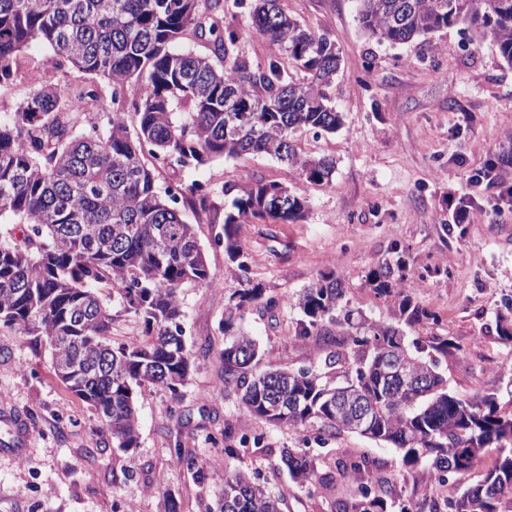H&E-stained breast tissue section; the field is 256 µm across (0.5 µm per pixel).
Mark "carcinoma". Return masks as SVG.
Listing matches in <instances>:
<instances>
[{
    "instance_id": "1",
    "label": "carcinoma",
    "mask_w": 512,
    "mask_h": 512,
    "mask_svg": "<svg viewBox=\"0 0 512 512\" xmlns=\"http://www.w3.org/2000/svg\"><path fill=\"white\" fill-rule=\"evenodd\" d=\"M362 28L379 41L407 43L467 23L512 63V0H358ZM249 11L252 28L277 46L281 56L264 68L236 52L243 32L224 18ZM208 37L209 54L182 49L187 33ZM32 41L50 47L60 65L112 83V104L132 97L137 117L130 132L126 113L107 126L85 124L96 91H62L45 79L5 117H0V224H24L21 245L0 243V327L16 329L51 348L57 377L101 416L112 447H137V403L142 388L157 384L175 393L190 369L183 342L180 290L210 283L208 264L194 225L179 208L206 210L199 185L176 196L161 186L144 158L178 167L244 154L271 156L297 166L308 180L331 179L327 158L298 157L297 134L334 132L342 118L325 92L340 66L336 45L301 25L280 0H0V81L17 54ZM305 73L301 79L293 71ZM288 188L257 183L243 188L224 212V247L240 256L239 225L249 219L282 223L302 218L306 200ZM404 263L384 262L369 277L380 293L404 288ZM116 289L118 300L143 323L149 339L110 344L112 313L98 288ZM341 281L322 277L296 301L303 319L298 336L324 323L348 326L344 350L325 361L353 364L351 379L332 383L313 370L250 374L258 356L253 337L224 319V385L241 391L250 415L277 424L271 400L290 408L282 425L295 431L316 426L333 437L354 433L346 391L372 409L359 435L393 446L405 465L430 464L437 478L454 477L461 492L445 512H512V412L497 398H461L437 370L438 358L460 349L448 338L407 342L399 326L354 325L339 315ZM408 326L431 318L404 297ZM400 350L417 385L383 373V360ZM499 449L480 481L466 475L487 448ZM280 466L309 495L328 494L378 468L377 462L338 452L333 462L305 448H284ZM389 482L359 483L334 502L332 512H388ZM286 493L272 494L256 471L225 474L217 512H281Z\"/></svg>"
}]
</instances>
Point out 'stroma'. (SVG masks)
Returning a JSON list of instances; mask_svg holds the SVG:
<instances>
[{
    "instance_id": "stroma-1",
    "label": "stroma",
    "mask_w": 512,
    "mask_h": 512,
    "mask_svg": "<svg viewBox=\"0 0 512 512\" xmlns=\"http://www.w3.org/2000/svg\"><path fill=\"white\" fill-rule=\"evenodd\" d=\"M290 14L334 42L342 55L327 89L342 126L300 136L299 154L332 159L330 181L308 182L301 170L265 155L218 158L178 168L156 166L160 185L203 184L217 210L255 183H279L309 200L303 217L283 224L254 219L241 225L240 259L217 244L224 227L204 212L185 210L205 253L211 282L181 288L187 381L178 392L148 385L138 403V444L122 451L101 431V419L56 376L46 343L0 327V512H214L226 470L259 471L272 491L287 490L283 512H331L334 496L308 495L279 466L284 448L344 449L376 460L393 499L430 512L436 499L427 464L407 466L389 445L352 433L317 444L247 413L224 385V317L242 290L258 287L240 322L260 347L258 370H325L342 343L337 326L298 338V296L321 275L341 279L364 322L394 324L404 296L432 313L407 329L410 339H452L456 351L439 368L457 396L496 395L512 410V350L502 344L496 315L512 300V65L477 40L466 25L429 39L389 44L370 38L356 0H284ZM57 55L33 42L0 82V114L16 107L53 75L60 88L94 82L99 98L88 122L106 125L112 86L57 65ZM494 169L490 187L466 193L468 170ZM468 207L471 221L454 211ZM402 258L416 288L377 294L367 282L383 261ZM22 417L26 442H13L4 415ZM240 449L238 458L224 455Z\"/></svg>"
}]
</instances>
